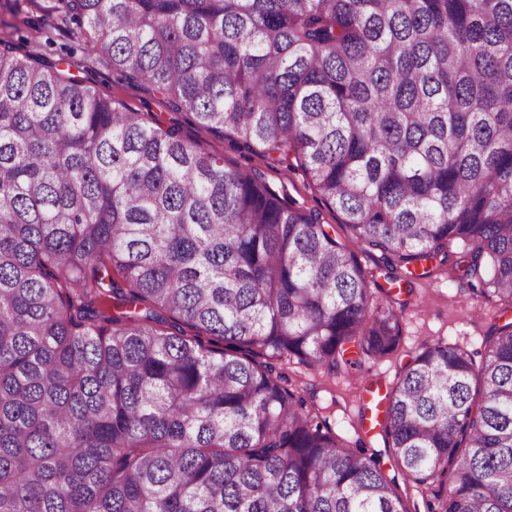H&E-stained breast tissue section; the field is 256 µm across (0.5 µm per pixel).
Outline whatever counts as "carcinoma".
Here are the masks:
<instances>
[{
  "mask_svg": "<svg viewBox=\"0 0 512 512\" xmlns=\"http://www.w3.org/2000/svg\"><path fill=\"white\" fill-rule=\"evenodd\" d=\"M206 135L295 161L401 274L512 300V0H44ZM402 347L254 170L0 40V512H406L277 365ZM423 344L381 432L429 512H512V322ZM482 387L475 404L471 383Z\"/></svg>",
  "mask_w": 512,
  "mask_h": 512,
  "instance_id": "carcinoma-1",
  "label": "carcinoma"
}]
</instances>
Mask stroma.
<instances>
[{
  "instance_id": "stroma-1",
  "label": "stroma",
  "mask_w": 512,
  "mask_h": 512,
  "mask_svg": "<svg viewBox=\"0 0 512 512\" xmlns=\"http://www.w3.org/2000/svg\"><path fill=\"white\" fill-rule=\"evenodd\" d=\"M0 39L53 61L69 60V72L97 92L111 96L133 111L153 114L162 125L179 126L185 137L197 135L184 115L171 110L150 86L127 82L113 71L106 58L84 52L77 41L75 23L43 14L35 0H0ZM206 143L209 151L223 156L226 163L239 162L261 171L267 184L286 202L316 214L320 223L330 225L333 237L357 254L364 268L373 273L375 281H382L379 251L353 239L342 215L321 199L302 171L285 166L267 167L256 155L241 157L228 137L210 135ZM463 256L462 247L451 244L447 264H440L436 259L426 261L428 276L414 280L412 293L400 294L403 346L397 355L385 359L361 355L354 364L341 366L333 375L308 372L297 365L283 366V373L304 399L332 404L340 432L353 436L363 392L377 385L391 386L423 343L439 341L459 345L479 356L484 353L486 338L494 328L512 319V312L503 311L496 297L489 299L483 312L472 311L465 283L451 269ZM363 447L367 455L379 459L383 473L394 479L407 512H427L431 494L404 480L383 436L369 433L363 440Z\"/></svg>"
}]
</instances>
